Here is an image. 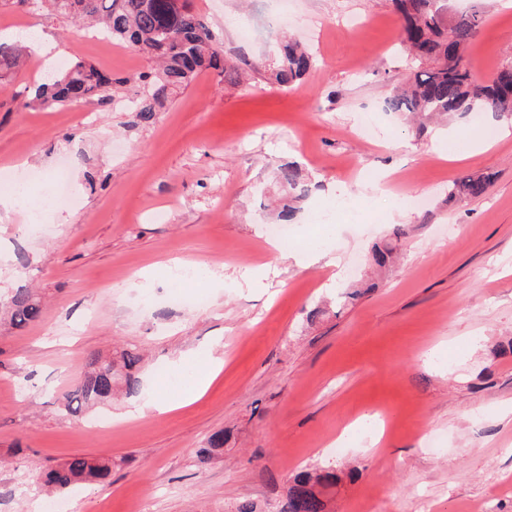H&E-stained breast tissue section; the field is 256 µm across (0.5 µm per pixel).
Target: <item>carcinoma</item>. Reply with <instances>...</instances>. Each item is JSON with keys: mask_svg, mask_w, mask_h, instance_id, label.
<instances>
[{"mask_svg": "<svg viewBox=\"0 0 512 512\" xmlns=\"http://www.w3.org/2000/svg\"><path fill=\"white\" fill-rule=\"evenodd\" d=\"M29 10L46 12L74 21L91 20L102 25L104 35L146 54L158 69L129 79L112 75L82 60L55 70L19 106H64L98 99L109 103L106 92L114 84L136 86L134 111L150 120L169 99L183 92L203 71L232 78L234 66L192 0L176 5L171 0H15ZM401 19L402 45L418 70L394 89L384 101L388 112H409L431 118L472 112H491L512 118V62L502 65L492 80L478 83L465 61V53L485 22V12L475 7L455 11L451 0H391ZM21 50L0 42V72L20 64ZM316 59L300 42L284 40L268 65L267 80L289 88L299 84L315 68ZM282 198L279 218L293 219L297 203L311 192L300 170L292 165L277 169ZM490 174H469L448 186V200H473L487 194ZM10 323L22 328L41 318L40 301L24 288L9 297ZM140 361L135 350H126L118 360L94 353L88 357L83 380L65 394L64 410L75 415L88 407L105 405L119 385L129 394L138 390L135 370ZM224 452V432L212 434L208 447L198 451V463L208 464ZM112 459L75 455L63 463L36 473L39 485L66 491L80 483H101L112 472ZM333 471L306 469L297 472L277 512H326L329 490L336 487Z\"/></svg>", "mask_w": 512, "mask_h": 512, "instance_id": "1", "label": "carcinoma"}]
</instances>
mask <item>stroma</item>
Listing matches in <instances>:
<instances>
[{
	"label": "stroma",
	"instance_id": "1",
	"mask_svg": "<svg viewBox=\"0 0 512 512\" xmlns=\"http://www.w3.org/2000/svg\"><path fill=\"white\" fill-rule=\"evenodd\" d=\"M239 79L209 72L148 122L119 105L21 109L44 66L30 53L0 80V176L64 170L75 205L0 208V298L31 288L39 321L0 327V512H42L36 470L76 454L117 459L107 485L58 493L64 512H230L254 498L273 512L303 469L335 470L330 512H512V121L453 116L418 131L383 100L410 72L389 0H194ZM286 13V24L266 28ZM258 20L254 37L242 23ZM361 30H349L350 20ZM34 25L52 54L113 77L150 71L148 57L7 0L0 36ZM307 43L318 65L283 91L255 79L275 38ZM512 59V9L492 7L467 60L489 81ZM380 132L367 143L356 120ZM490 148L449 153L461 133ZM312 191L285 258L264 228L281 195L279 165ZM492 171L479 199L452 202L456 178ZM347 188L350 210L326 228ZM421 197L409 208L392 193ZM165 220H155L157 211ZM408 234L384 271L372 261L393 227ZM320 247H309L313 236ZM201 265L205 305L169 304L170 272ZM258 282L237 283L241 269ZM366 292L345 302L352 287ZM135 349V394L70 416L63 392L90 354ZM191 363H184V356ZM223 367L196 394L198 366ZM188 378L170 384L168 374ZM192 401H185V394ZM177 409L138 413L156 395ZM224 453L200 465L215 432ZM342 452H334L336 441Z\"/></svg>",
	"mask_w": 512,
	"mask_h": 512
}]
</instances>
